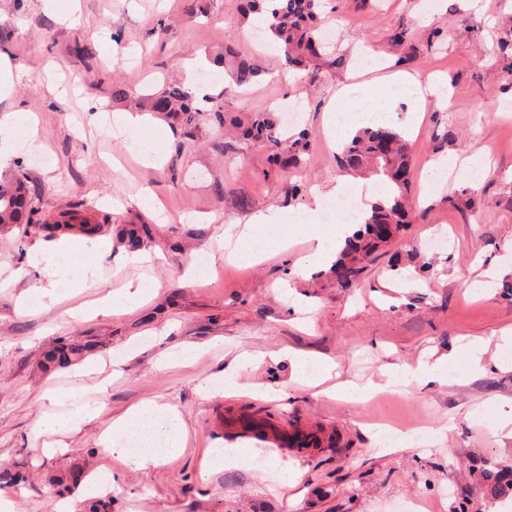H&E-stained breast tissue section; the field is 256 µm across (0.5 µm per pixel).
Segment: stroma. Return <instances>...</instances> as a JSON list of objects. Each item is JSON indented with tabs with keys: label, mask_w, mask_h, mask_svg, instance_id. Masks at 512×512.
Instances as JSON below:
<instances>
[{
	"label": "stroma",
	"mask_w": 512,
	"mask_h": 512,
	"mask_svg": "<svg viewBox=\"0 0 512 512\" xmlns=\"http://www.w3.org/2000/svg\"><path fill=\"white\" fill-rule=\"evenodd\" d=\"M234 2L209 0L197 15L183 12L180 0H58L80 17L66 26L44 0H0V52L20 72L12 96L0 102V115H19L0 183L25 179L44 212H75L104 225L111 244L81 292L26 310L22 298L41 281L21 269L44 239L0 231V464L46 471L90 464L110 483L112 512H401L414 500L421 512H492L486 475L512 463V438L496 428L512 405V369L499 368L493 351L512 331V296L500 286L512 275V74L498 50L499 22L512 14V0H482L478 11L466 0H329L326 13L340 16L337 36L312 90L305 73L284 71L268 39L254 40L257 21L237 26ZM103 26L114 36L108 52L98 35ZM401 29L410 33L406 62L392 42ZM232 32L262 76L229 91L227 75L211 81L213 93L201 100L195 124L154 118L151 144L163 157L160 166L142 167L139 143L85 123L87 99L129 111V102L113 100V83L134 82L141 93L167 82L191 86L187 61L218 51ZM399 70L448 80L449 104L430 100L418 133L408 138L419 222L366 263L356 288L337 287L329 267L294 277L296 260L309 249L302 240L255 265L225 261V227L261 212L282 223L304 216L340 179L337 150L324 133L336 92ZM55 81L75 94L57 99L50 91ZM298 98L304 112L297 128L311 139L299 176L272 169L264 148L225 137L209 113L218 105L239 118ZM32 134L53 156L52 166L37 162ZM474 155L488 159L479 186L452 176L426 192L429 160ZM147 185L156 195L153 211L133 202ZM131 228L140 237L135 248L126 241ZM138 252L152 254V262H134ZM201 257L207 270L186 280L185 270ZM143 275L155 288L139 306L80 314L81 305ZM491 278L498 288L475 295L473 282ZM82 336L101 340L94 358L104 371H42L44 353L58 340ZM475 338L490 345L476 376L465 350ZM183 345L199 350L195 363L159 366L163 351ZM291 349L331 358L338 382H364L386 365L446 356L456 382L416 384L362 403L333 399L293 380ZM118 351L125 359L116 364ZM244 351L261 362L237 381L256 386V394L203 395V379L223 378L226 364ZM74 384L86 387L101 412L57 435L62 452L46 455L40 423L52 409L49 397ZM147 400L180 412L186 441L178 456L136 471L105 450L101 435ZM383 421L423 429L430 441L380 453L364 428ZM241 422L305 432L312 442L285 456L265 451L268 471L217 468L201 480L207 449L239 446ZM287 464L303 472L296 486L275 477ZM8 494L15 512H55L41 476Z\"/></svg>",
	"instance_id": "obj_1"
}]
</instances>
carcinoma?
<instances>
[{"instance_id": "carcinoma-1", "label": "carcinoma", "mask_w": 512, "mask_h": 512, "mask_svg": "<svg viewBox=\"0 0 512 512\" xmlns=\"http://www.w3.org/2000/svg\"><path fill=\"white\" fill-rule=\"evenodd\" d=\"M323 0H237L236 11L247 20L266 12L273 21L268 30L273 42L283 53L287 69L305 70L310 79H319L322 60L321 27L324 19L319 9ZM213 62L227 68L230 86L237 88L252 84L263 70L249 57L237 52L235 39L224 40V52L217 54ZM112 97L129 99L134 108L142 112L175 119L183 124L195 122L201 109L194 104L190 89L177 83H164L149 94H137L131 86H116ZM242 137L258 146L269 149L270 162L286 172L300 169L309 151L306 135L284 137L279 132L277 119L269 114L251 116L236 121ZM339 169L349 176H381L394 188V194L386 201H379L366 215L361 228L356 231L338 254L334 262L336 283L345 288L359 285L364 260L370 258L381 246L374 237L379 224L391 225L392 232L400 231L418 219L409 205L412 177L411 157L404 136L389 126L359 129L344 144L338 159ZM39 198L33 189L19 180L0 185V227L17 228L23 236L44 230ZM98 348L97 341L65 342L56 345L43 356L42 370L56 371L80 363ZM30 469L0 466V487L15 486L28 481ZM490 494H512V467H503L490 477Z\"/></svg>"}]
</instances>
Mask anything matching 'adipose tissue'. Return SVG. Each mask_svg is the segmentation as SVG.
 Wrapping results in <instances>:
<instances>
[{"mask_svg": "<svg viewBox=\"0 0 512 512\" xmlns=\"http://www.w3.org/2000/svg\"><path fill=\"white\" fill-rule=\"evenodd\" d=\"M393 84L401 86L414 102L412 112L407 113L403 120L404 130L408 133L417 131L419 114L425 110L428 96L440 97L444 94L442 81L432 79L424 85L402 71L391 74L382 83L343 87L331 100L325 118V131L330 143L341 145L356 130L372 124L395 123L398 119L396 101L389 92ZM485 166L486 162L480 156L471 157L460 164L443 157L433 159L427 164V184L435 186L446 180L449 171L453 170L458 177L476 185L484 177ZM330 195L339 202L349 201L350 206L342 216L331 217L324 208L318 207L307 212L297 222L281 226L272 223L270 216L260 214L247 224L244 232L237 235L225 232V239L231 242L225 254L226 260L256 263L261 253L285 250L292 238L301 236L314 241L315 248L297 263L295 272L298 276L331 265L337 252L360 225L372 204L385 200L387 194L384 186L375 182L343 178L337 180ZM109 249L104 238L89 239L70 234L61 236L47 247L36 249L29 256L28 265L49 281L48 287L39 289V300L55 301L67 297L74 288L81 285L78 269L60 266V256L79 252L91 261ZM450 379L448 361L440 358L432 363L421 362L414 366L407 363L391 365L382 371L380 381L371 380L361 386L342 383L332 387L330 393L363 402L376 393L393 387H406L415 381L445 384ZM51 401L58 405L59 410L47 414L42 426L52 434L77 429L98 411L97 405L86 399L85 390L80 386L56 391ZM183 438L184 423L180 413L169 405L146 401L113 421L102 435L101 443L111 453L123 458L131 468L145 470L157 465L159 458L152 453L133 451V444L160 442L164 445L165 453L172 455L181 450Z\"/></svg>", "mask_w": 512, "mask_h": 512, "instance_id": "1", "label": "adipose tissue"}]
</instances>
